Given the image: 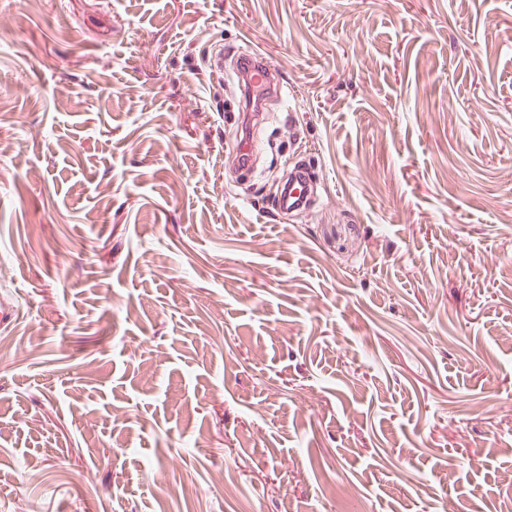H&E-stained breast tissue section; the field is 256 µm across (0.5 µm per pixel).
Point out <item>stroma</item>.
<instances>
[{"label": "stroma", "instance_id": "1", "mask_svg": "<svg viewBox=\"0 0 512 512\" xmlns=\"http://www.w3.org/2000/svg\"><path fill=\"white\" fill-rule=\"evenodd\" d=\"M2 264L0 512H512V0H0ZM237 71L246 77L258 95L257 106L273 95L281 96L282 84L271 65L257 52L241 49L234 58ZM235 161L238 167L250 169L254 166L257 158V144L252 134L240 137L235 146ZM311 189L309 173L304 168H296L284 184L274 203V209L279 216H288L305 206L307 193Z\"/></svg>", "mask_w": 512, "mask_h": 512}]
</instances>
